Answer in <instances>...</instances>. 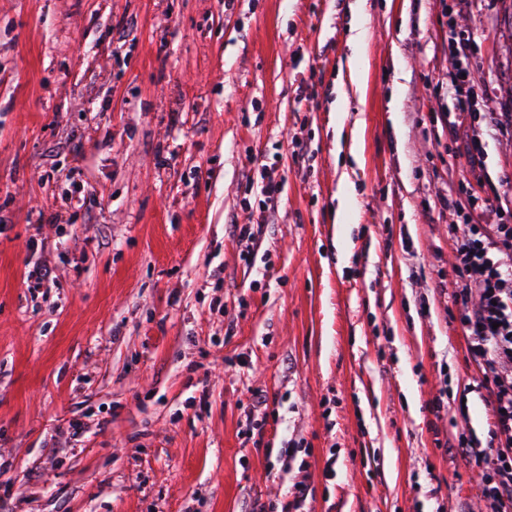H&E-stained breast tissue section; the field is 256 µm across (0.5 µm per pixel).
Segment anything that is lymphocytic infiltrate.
I'll return each mask as SVG.
<instances>
[{
    "mask_svg": "<svg viewBox=\"0 0 512 512\" xmlns=\"http://www.w3.org/2000/svg\"><path fill=\"white\" fill-rule=\"evenodd\" d=\"M281 193V181L262 174L257 222L231 223L242 260L251 261ZM448 248L450 298L467 339L471 388L489 420L486 437L462 428L454 449L477 467L486 512H512V224L449 225Z\"/></svg>",
    "mask_w": 512,
    "mask_h": 512,
    "instance_id": "f902f5d3",
    "label": "lymphocytic infiltrate"
}]
</instances>
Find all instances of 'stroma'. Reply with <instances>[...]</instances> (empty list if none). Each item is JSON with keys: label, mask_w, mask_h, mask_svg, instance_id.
I'll return each instance as SVG.
<instances>
[{"label": "stroma", "mask_w": 512, "mask_h": 512, "mask_svg": "<svg viewBox=\"0 0 512 512\" xmlns=\"http://www.w3.org/2000/svg\"><path fill=\"white\" fill-rule=\"evenodd\" d=\"M452 33L473 110L512 113V0H0V512H282L297 475L304 512H478L448 227L498 219L471 201L512 126L442 123ZM265 174L261 173V185L259 196V216L256 224H238L235 220L231 221L230 233L240 243L245 244V248L240 253V258L247 263H251L254 251V244L262 234L265 224H270V218L273 216L278 207L282 193L281 181L275 180L270 176L266 169L263 168Z\"/></svg>", "instance_id": "obj_1"}]
</instances>
